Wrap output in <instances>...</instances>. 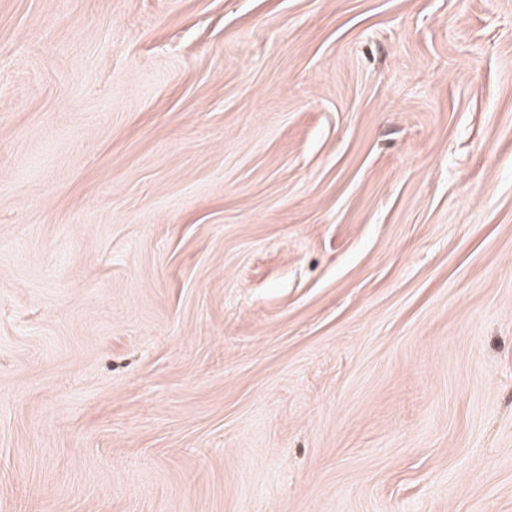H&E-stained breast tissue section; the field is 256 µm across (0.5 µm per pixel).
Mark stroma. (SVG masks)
I'll use <instances>...</instances> for the list:
<instances>
[{
  "label": "stroma",
  "mask_w": 512,
  "mask_h": 512,
  "mask_svg": "<svg viewBox=\"0 0 512 512\" xmlns=\"http://www.w3.org/2000/svg\"><path fill=\"white\" fill-rule=\"evenodd\" d=\"M0 512H512V0H0Z\"/></svg>",
  "instance_id": "35a3bbf8"
}]
</instances>
